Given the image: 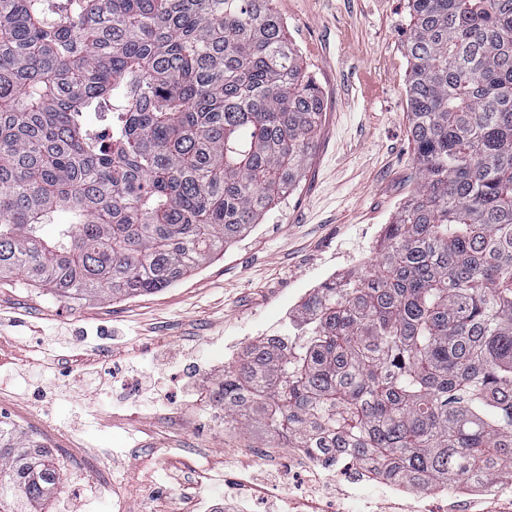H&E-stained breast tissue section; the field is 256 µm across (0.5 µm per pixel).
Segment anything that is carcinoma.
I'll list each match as a JSON object with an SVG mask.
<instances>
[{
    "label": "carcinoma",
    "instance_id": "carcinoma-1",
    "mask_svg": "<svg viewBox=\"0 0 512 512\" xmlns=\"http://www.w3.org/2000/svg\"><path fill=\"white\" fill-rule=\"evenodd\" d=\"M271 2L0 0V279L152 294L294 191L324 98ZM408 4L415 183L374 267L208 395L226 428L425 489L512 471V0ZM62 479L0 421V512Z\"/></svg>",
    "mask_w": 512,
    "mask_h": 512
}]
</instances>
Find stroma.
<instances>
[{
  "mask_svg": "<svg viewBox=\"0 0 512 512\" xmlns=\"http://www.w3.org/2000/svg\"><path fill=\"white\" fill-rule=\"evenodd\" d=\"M273 6L324 96L315 155L288 199L154 294L73 305L0 280V421H35L67 467L41 512H195L199 494L223 498L229 461L263 473L261 512H285L288 486L262 465L259 432L212 428L205 386L258 338L290 334L313 288L372 264L415 163L408 0Z\"/></svg>",
  "mask_w": 512,
  "mask_h": 512,
  "instance_id": "1",
  "label": "stroma"
}]
</instances>
